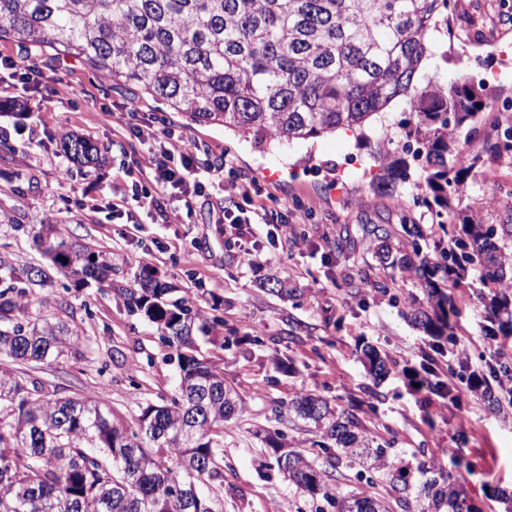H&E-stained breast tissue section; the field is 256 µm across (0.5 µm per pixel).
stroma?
Wrapping results in <instances>:
<instances>
[{"mask_svg":"<svg viewBox=\"0 0 512 512\" xmlns=\"http://www.w3.org/2000/svg\"><path fill=\"white\" fill-rule=\"evenodd\" d=\"M449 32L433 35V54L416 84L428 80L450 85H483L487 105L460 139L479 150L497 129L512 125V0H455ZM0 101L17 98L18 108L0 114V140L11 154L0 153V210L17 212L26 223L63 225L75 241L124 257L121 279L132 284L142 264L154 265L177 297L206 309L219 301L225 329L238 336V347L202 346V354L223 366L244 400L241 413L224 424L223 512H333L328 503L297 488L277 471L260 476L272 457L256 438L257 429L280 431L288 446L318 457V435L308 421L281 414L283 404L305 390L321 395L337 410L353 412L392 454L412 468L451 469L454 456L474 465L465 489L479 512H505L504 486L512 484V406L496 410L479 399L473 379L490 380L487 364L499 346L512 343L489 336L487 307L479 283L454 289L453 336L436 358L440 377L460 395L459 403L417 388L414 370L432 352V337L410 317V307L425 303L419 281L390 276L382 247L398 249L407 237L400 224L408 215L420 224L427 241L441 235L434 215L412 206L419 170L394 189H373L350 159L367 161L370 145L336 133L290 145L263 148L224 130L194 123L164 101L113 84L77 61L12 41L0 40ZM35 69L38 81L21 73ZM134 102L141 117L156 129L182 131L198 147L199 159L229 152L238 171L268 186L278 206L296 200L313 203L311 221L297 224L300 246L272 245L265 226L242 239L225 240L210 204L200 201L177 224H158L128 201L112 207V187L122 169L136 168L138 141L117 114ZM68 131L96 143L104 155L96 168L68 160L60 134ZM512 184V165L487 162L470 174L464 203L486 222L512 224V196L499 193ZM136 223H129L128 215ZM261 253V266L250 264ZM292 288L289 299L272 293L274 280ZM49 302L32 306V318L64 322L80 335L71 353L41 365L31 374L56 385L60 396L105 395L125 416L137 413L138 401L171 398L178 389L176 366L166 355L155 327L128 313L112 293L89 287L76 290L55 275ZM374 346L396 360L385 377L373 378L363 358ZM291 358L296 371L274 368L278 356ZM343 494L394 501L388 480L357 465L335 473Z\"/></svg>","mask_w":512,"mask_h":512,"instance_id":"obj_1","label":"stroma"}]
</instances>
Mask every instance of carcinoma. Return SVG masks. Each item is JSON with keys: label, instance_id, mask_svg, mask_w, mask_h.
Returning <instances> with one entry per match:
<instances>
[{"label": "carcinoma", "instance_id": "carcinoma-1", "mask_svg": "<svg viewBox=\"0 0 512 512\" xmlns=\"http://www.w3.org/2000/svg\"><path fill=\"white\" fill-rule=\"evenodd\" d=\"M450 0H0V40H14L72 57L98 75L134 85L165 100L195 123L224 126L260 146L317 138L338 129L365 136L370 121L400 96L416 122L399 123L404 154L420 162L416 200L435 214L448 239L425 251L420 225L406 228L412 254L389 265L410 272L427 288L426 306L411 316L429 336L450 331L452 298L440 284L460 287L468 272L488 289V335H512V230L486 223L470 208L448 209L481 158L512 162V126L474 152L460 130L485 107L484 88L445 87L415 80L431 51L429 32ZM70 160L96 165L100 148L73 133L61 137ZM394 183L409 177V162L384 166ZM0 224L24 234L43 262L20 265L0 244V512H219L218 491L201 484L222 478L224 422L243 409L224 370L195 355L204 341L230 348L224 321L174 299L158 271L141 268L136 287L112 283L116 257L72 240L59 224H24L0 213ZM76 289L98 283L113 291L132 315L156 326L177 361V395L167 404L146 401L129 422L103 396L60 397L50 385L17 375L21 363L58 362L78 335L63 323L28 318L29 290L52 283L49 271ZM370 375L386 376L390 360L365 353ZM417 384L457 400L454 389L427 364ZM287 411L319 433L321 464L288 450L278 431L255 436L272 450L277 471L337 512H388L362 495L337 498L333 472L357 464L382 473L407 496L406 472L361 428L351 413L323 397L301 393ZM457 474L438 469L424 485L433 512H476L464 483L472 472L464 457Z\"/></svg>", "mask_w": 512, "mask_h": 512}]
</instances>
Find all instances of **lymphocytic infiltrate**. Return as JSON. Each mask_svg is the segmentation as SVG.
I'll list each match as a JSON object with an SVG mask.
<instances>
[{
    "label": "lymphocytic infiltrate",
    "instance_id": "lymphocytic-infiltrate-1",
    "mask_svg": "<svg viewBox=\"0 0 512 512\" xmlns=\"http://www.w3.org/2000/svg\"><path fill=\"white\" fill-rule=\"evenodd\" d=\"M120 114L130 122L143 151L131 186L133 198L141 208L154 211L161 223H179L183 213L192 210L196 198L212 195L225 200L217 221L223 224L224 236L229 240L241 238L248 224L285 227L297 218L314 217V207L302 201L289 210L271 208L273 193L257 181L241 177L230 154L198 164L194 144L174 130L158 131L140 124L134 104H123Z\"/></svg>",
    "mask_w": 512,
    "mask_h": 512
}]
</instances>
